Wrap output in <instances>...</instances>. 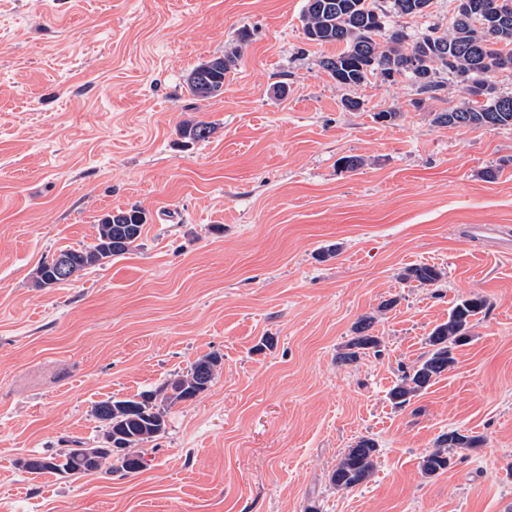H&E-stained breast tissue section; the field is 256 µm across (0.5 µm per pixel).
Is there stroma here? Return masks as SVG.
Listing matches in <instances>:
<instances>
[{
  "label": "stroma",
  "mask_w": 512,
  "mask_h": 512,
  "mask_svg": "<svg viewBox=\"0 0 512 512\" xmlns=\"http://www.w3.org/2000/svg\"><path fill=\"white\" fill-rule=\"evenodd\" d=\"M303 6L0 0V512H512V253L497 243L512 128L437 124L470 99L452 78L422 102L403 78L338 86L320 65L336 47L308 44ZM227 53L223 94L193 97L192 69ZM190 120L208 140L181 137ZM131 207L148 218L138 247L35 287L44 258ZM417 264L444 275L403 280ZM472 295L488 307L455 365L394 407L403 368ZM366 316L380 355L337 363ZM212 352L213 383L168 407L140 472L20 467L98 445V402ZM451 430L479 447L423 475ZM361 436L374 473L336 489Z\"/></svg>",
  "instance_id": "stroma-1"
}]
</instances>
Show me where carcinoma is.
<instances>
[{
    "instance_id": "carcinoma-1",
    "label": "carcinoma",
    "mask_w": 512,
    "mask_h": 512,
    "mask_svg": "<svg viewBox=\"0 0 512 512\" xmlns=\"http://www.w3.org/2000/svg\"><path fill=\"white\" fill-rule=\"evenodd\" d=\"M430 0H306L302 24L308 41L333 44L339 51L321 60V66L336 84L355 89L379 75L387 82L405 78L419 95H432L442 89L440 75L454 77L470 86L486 83L492 75L506 70L504 61L512 62V0H467L458 4L448 30L430 27L417 36L402 29L387 27L389 15L416 17L425 15ZM234 54H226L200 62L187 78L189 93L198 99L215 98L224 93V76L235 65ZM471 103L435 113L434 121L444 126H479L500 128L512 126V95L488 93ZM210 124L186 122L180 134L190 141L209 138ZM146 224L145 214L138 208L118 209L100 219L95 241L81 248L63 250L44 259L36 270V284L49 288L75 279L80 272L119 258L138 246ZM443 272L428 265L405 270L402 278L421 285L440 280ZM487 307V299L472 295L458 300L448 314V321L435 326L425 340L423 352L408 370L403 371L393 386L389 399L402 407L417 393L428 388L455 363V350L469 342L472 322ZM373 318L364 317L354 328L353 336L337 354L342 364H352L360 356L380 352V340L369 333ZM222 363L218 353H210L195 362L185 375L165 381L153 390L132 397H110L94 408L103 423V445L122 450L110 457L95 453L85 461L84 448L65 451L72 468L79 474L104 470L125 474L139 471L142 456L131 452L139 444L152 441L166 432L164 404L194 399L215 379ZM481 438L450 430L437 438L433 451L421 461L426 476L448 469L450 453L455 448H476ZM377 443L360 437L347 449L330 474V483L338 490H349L365 482L374 472ZM31 474L55 472V457H31L22 463Z\"/></svg>"
}]
</instances>
